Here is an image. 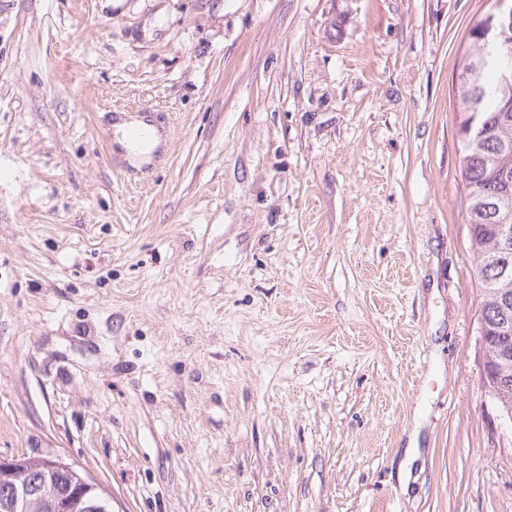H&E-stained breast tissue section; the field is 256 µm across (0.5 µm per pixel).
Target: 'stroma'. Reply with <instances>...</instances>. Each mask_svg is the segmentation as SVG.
<instances>
[{
	"mask_svg": "<svg viewBox=\"0 0 512 512\" xmlns=\"http://www.w3.org/2000/svg\"><path fill=\"white\" fill-rule=\"evenodd\" d=\"M492 4L0 0V457L114 512H512L453 91ZM133 123H122L115 126L116 141L127 152L133 163L139 165L148 163L151 161L153 153L161 144V134L152 126L135 122L138 125L146 126V128H144L145 135L142 140L137 144H133L124 132L125 128ZM46 479L64 477L68 488L76 492H88L92 490V484L78 474L72 467L61 462L54 456L47 455L42 460Z\"/></svg>",
	"mask_w": 512,
	"mask_h": 512,
	"instance_id": "obj_1",
	"label": "stroma"
}]
</instances>
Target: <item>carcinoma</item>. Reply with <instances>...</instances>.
Wrapping results in <instances>:
<instances>
[{
  "instance_id": "cac0c4a2",
  "label": "carcinoma",
  "mask_w": 512,
  "mask_h": 512,
  "mask_svg": "<svg viewBox=\"0 0 512 512\" xmlns=\"http://www.w3.org/2000/svg\"><path fill=\"white\" fill-rule=\"evenodd\" d=\"M484 19L473 23L469 38L474 49L464 56L458 85V108L480 113V137L464 143L461 176L467 201L471 245L477 254V277L482 293L480 328L485 330L484 354L495 377L486 381L496 404L512 409V275L500 277L499 267L512 268V243L496 238L495 225H512V43L497 46L491 58L477 42ZM497 191L498 210L490 214L485 200Z\"/></svg>"
}]
</instances>
